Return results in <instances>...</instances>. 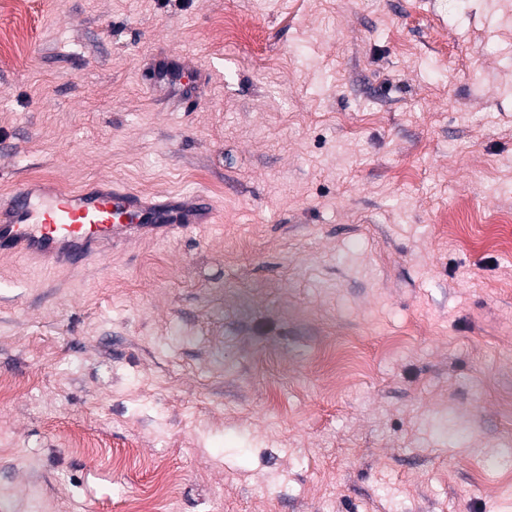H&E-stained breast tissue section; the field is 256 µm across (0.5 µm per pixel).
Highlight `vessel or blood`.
Instances as JSON below:
<instances>
[{
  "instance_id": "vessel-or-blood-1",
  "label": "vessel or blood",
  "mask_w": 512,
  "mask_h": 512,
  "mask_svg": "<svg viewBox=\"0 0 512 512\" xmlns=\"http://www.w3.org/2000/svg\"><path fill=\"white\" fill-rule=\"evenodd\" d=\"M162 80L180 106L193 100L188 68L152 76L149 84ZM214 214L212 201L201 192L163 198L115 184L69 191L51 179L25 181L0 200V254L74 271L132 235L170 234L211 223Z\"/></svg>"
}]
</instances>
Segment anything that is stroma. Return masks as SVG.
<instances>
[{
  "mask_svg": "<svg viewBox=\"0 0 512 512\" xmlns=\"http://www.w3.org/2000/svg\"><path fill=\"white\" fill-rule=\"evenodd\" d=\"M27 27L0 194L217 213L75 271L0 255V512H512V0H31ZM160 55L209 71L191 111L146 93Z\"/></svg>",
  "mask_w": 512,
  "mask_h": 512,
  "instance_id": "obj_1",
  "label": "stroma"
}]
</instances>
